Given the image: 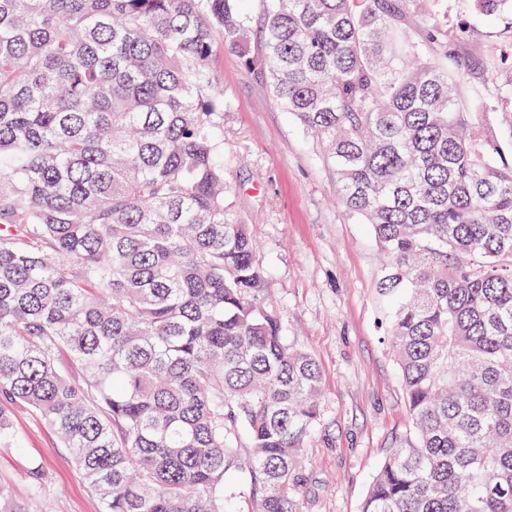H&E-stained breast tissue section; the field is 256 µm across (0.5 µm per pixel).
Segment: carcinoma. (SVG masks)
I'll use <instances>...</instances> for the list:
<instances>
[{
	"label": "carcinoma",
	"instance_id": "cac0c4a2",
	"mask_svg": "<svg viewBox=\"0 0 512 512\" xmlns=\"http://www.w3.org/2000/svg\"><path fill=\"white\" fill-rule=\"evenodd\" d=\"M242 2L0 0V443L39 413L102 512H296L321 372L226 202L220 46L378 243L413 440L360 512H512V69L436 0H266L259 51Z\"/></svg>",
	"mask_w": 512,
	"mask_h": 512
}]
</instances>
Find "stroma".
<instances>
[{"instance_id": "obj_1", "label": "stroma", "mask_w": 512, "mask_h": 512, "mask_svg": "<svg viewBox=\"0 0 512 512\" xmlns=\"http://www.w3.org/2000/svg\"><path fill=\"white\" fill-rule=\"evenodd\" d=\"M441 19L458 31L462 70L472 47L512 67L504 21L475 13L470 0H442ZM224 97V161L232 215L249 226L266 268L269 304L290 343L322 375L318 424L306 439L298 512H360L373 476L405 444L408 416L399 369L384 339L387 303L377 293L380 255L370 226L336 201V173L316 139L277 105L261 78L232 52L218 51ZM15 444L0 447V481L30 512H101L46 421L16 412ZM43 467L41 498L29 467Z\"/></svg>"}]
</instances>
